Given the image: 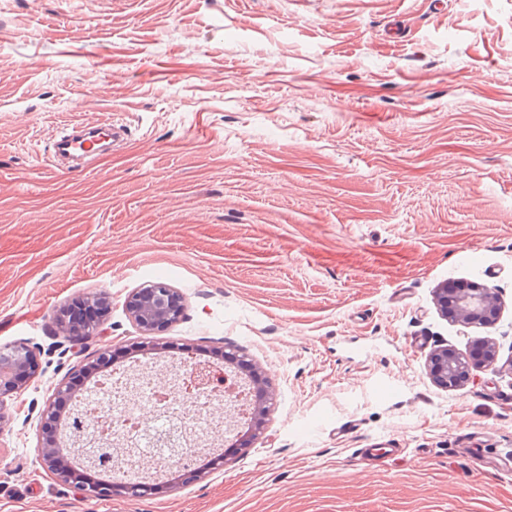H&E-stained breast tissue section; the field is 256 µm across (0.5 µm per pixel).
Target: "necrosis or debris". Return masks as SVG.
<instances>
[{
	"label": "necrosis or debris",
	"mask_w": 512,
	"mask_h": 512,
	"mask_svg": "<svg viewBox=\"0 0 512 512\" xmlns=\"http://www.w3.org/2000/svg\"><path fill=\"white\" fill-rule=\"evenodd\" d=\"M136 389L138 401L129 404V389ZM163 383L157 372L146 369L130 374L115 369L99 377L93 392L82 400V426L97 438L133 436L137 453L123 460V471L134 473L160 462L197 461L200 441L210 438L215 426L214 410L224 403V374L215 370L209 382L194 397L175 395L159 403Z\"/></svg>",
	"instance_id": "necrosis-or-debris-1"
}]
</instances>
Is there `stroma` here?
<instances>
[{"mask_svg":"<svg viewBox=\"0 0 512 512\" xmlns=\"http://www.w3.org/2000/svg\"><path fill=\"white\" fill-rule=\"evenodd\" d=\"M116 118L93 168L61 125ZM495 288L493 327L439 310ZM184 300L163 365L245 355V450L153 497L44 469L57 383L124 348L137 288ZM105 293L103 336L53 317ZM494 368L442 387L432 352ZM36 371L0 432V512H512V0H0V348ZM75 134L57 136L53 139L54 158L67 159L73 166H79L80 161L89 154L107 152L110 147L123 135H125L124 125L119 120H112V123L87 124L80 127ZM109 134V140L106 142V149L103 151L90 150L89 142L94 139L92 137L98 132ZM436 302L446 317L464 327H491L500 309L495 288L465 279H449L441 285ZM90 301H96L105 308L103 315L96 321L86 325H75L68 320L66 307H63L57 311L54 316V323L59 331V334L70 342H76L83 336H91L102 333L105 328L104 316L107 312V303L109 302L105 294H93L90 297H86ZM249 379V385L251 386V395H253V393L255 392L258 393L259 396L262 398V401L256 402V400H254L253 405H255L256 409L249 422V428H251V430L254 431L255 435L256 432L259 433L260 429H262L263 427L264 417L266 415V406L263 404L264 402L266 403L265 399L267 397V390L265 389V384L263 380L258 375L250 374Z\"/></svg>","mask_w":512,"mask_h":512,"instance_id":"stroma-1","label":"stroma"}]
</instances>
